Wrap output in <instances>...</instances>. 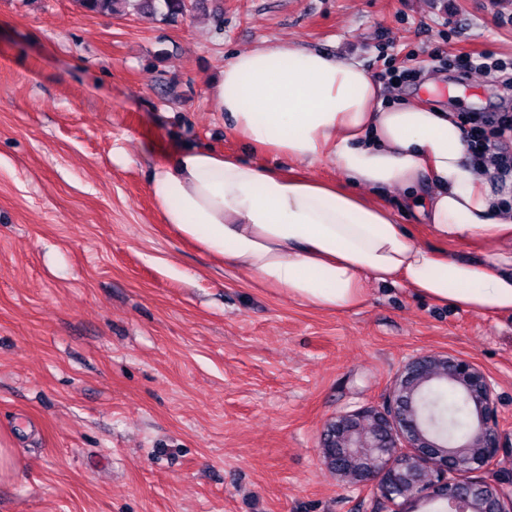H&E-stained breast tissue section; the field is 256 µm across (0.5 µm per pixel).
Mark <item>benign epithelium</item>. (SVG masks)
Segmentation results:
<instances>
[{"mask_svg":"<svg viewBox=\"0 0 512 512\" xmlns=\"http://www.w3.org/2000/svg\"><path fill=\"white\" fill-rule=\"evenodd\" d=\"M442 381L467 397L472 432L453 447L442 445L420 413L424 389ZM495 384L475 362L452 354H419L406 361L383 409L338 413L325 424L319 458L338 475L373 486L381 507L416 512L414 504L447 505L446 512H512L508 482L471 481L503 448Z\"/></svg>","mask_w":512,"mask_h":512,"instance_id":"benign-epithelium-1","label":"benign epithelium"}]
</instances>
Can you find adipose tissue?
Masks as SVG:
<instances>
[{"label":"adipose tissue","instance_id":"ef3b65f1","mask_svg":"<svg viewBox=\"0 0 512 512\" xmlns=\"http://www.w3.org/2000/svg\"><path fill=\"white\" fill-rule=\"evenodd\" d=\"M210 96L256 156L184 148L153 168L150 192L179 235L319 310L351 309L369 284L390 282L474 314L512 313V208L466 164L453 112L385 104L360 63L282 39L232 56ZM323 162L345 184L299 172ZM394 185L423 235L382 200ZM459 243L476 257L453 256Z\"/></svg>","mask_w":512,"mask_h":512}]
</instances>
